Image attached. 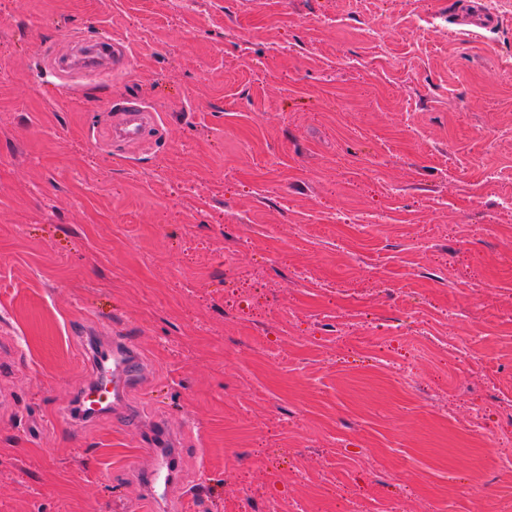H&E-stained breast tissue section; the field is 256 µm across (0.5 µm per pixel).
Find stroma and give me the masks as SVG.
I'll use <instances>...</instances> for the list:
<instances>
[{
  "mask_svg": "<svg viewBox=\"0 0 512 512\" xmlns=\"http://www.w3.org/2000/svg\"><path fill=\"white\" fill-rule=\"evenodd\" d=\"M463 2L0 0V512H120L157 425L195 512H474V483L512 512L466 429L512 394V0ZM103 38L122 73L56 67ZM125 97L162 130L126 154ZM116 335L148 372L71 433ZM111 120L108 127L112 130L110 143L114 146L122 142L127 147L140 144L145 128L157 123L155 114L136 99H118L109 104Z\"/></svg>",
  "mask_w": 512,
  "mask_h": 512,
  "instance_id": "stroma-1",
  "label": "stroma"
}]
</instances>
